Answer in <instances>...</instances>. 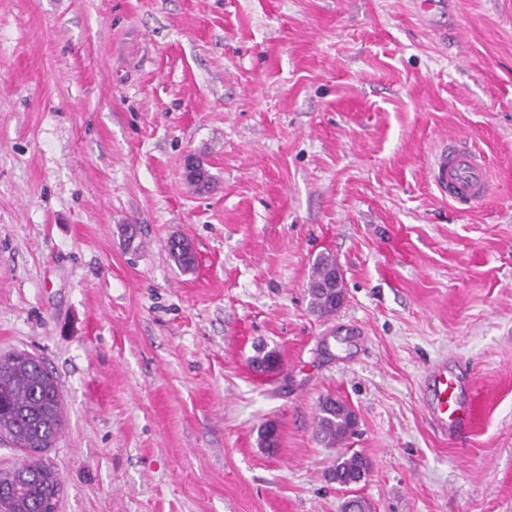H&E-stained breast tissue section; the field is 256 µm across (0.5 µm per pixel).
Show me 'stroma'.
<instances>
[{
	"mask_svg": "<svg viewBox=\"0 0 512 512\" xmlns=\"http://www.w3.org/2000/svg\"><path fill=\"white\" fill-rule=\"evenodd\" d=\"M440 23L413 0H0V354L61 390L58 512H340L328 395L370 512H512V0ZM460 135L494 174L465 211L428 174ZM443 359L472 385L455 438L422 403ZM168 252L174 263L184 271L193 270L196 263V257L193 248L189 242L177 239V242L169 241L167 243ZM336 269V288L341 286V273L336 268V259L333 255L320 254L313 264L308 295L311 308L321 315H330L336 312L340 305H336V291L323 288ZM354 414L347 404L332 397L319 402L316 434L328 445L344 443L352 434Z\"/></svg>",
	"mask_w": 512,
	"mask_h": 512,
	"instance_id": "stroma-1",
	"label": "stroma"
}]
</instances>
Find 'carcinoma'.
Returning <instances> with one entry per match:
<instances>
[{
	"label": "carcinoma",
	"mask_w": 512,
	"mask_h": 512,
	"mask_svg": "<svg viewBox=\"0 0 512 512\" xmlns=\"http://www.w3.org/2000/svg\"><path fill=\"white\" fill-rule=\"evenodd\" d=\"M174 263L185 271L194 269L196 257L189 242L167 243ZM336 269L333 255L321 254L313 264L308 295L311 308L322 314L336 312V292L324 288ZM354 414L347 404L326 397L319 402L316 434L329 445L347 440L354 428ZM63 424V403L53 375L42 363L22 353L0 355V431L19 448H50ZM369 469L359 453L339 454L329 476L339 486L360 483ZM0 480L12 481V489L0 495V512H40L55 493L56 473L40 460L21 461L18 475L5 472Z\"/></svg>",
	"instance_id": "obj_1"
}]
</instances>
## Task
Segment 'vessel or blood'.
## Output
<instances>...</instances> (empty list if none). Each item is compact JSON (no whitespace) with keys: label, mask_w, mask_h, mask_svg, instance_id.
<instances>
[{"label":"vessel or blood","mask_w":512,"mask_h":512,"mask_svg":"<svg viewBox=\"0 0 512 512\" xmlns=\"http://www.w3.org/2000/svg\"><path fill=\"white\" fill-rule=\"evenodd\" d=\"M428 173L440 195L452 203L471 206L489 191L487 158L465 136L443 143L431 157ZM426 381L431 392L426 404L439 431L452 437L469 431L474 408L462 399L468 379L461 374L449 376L446 365L438 362L428 368Z\"/></svg>","instance_id":"vessel-or-blood-1"}]
</instances>
